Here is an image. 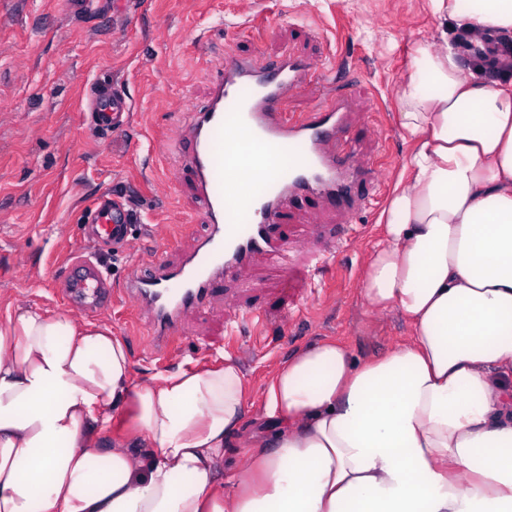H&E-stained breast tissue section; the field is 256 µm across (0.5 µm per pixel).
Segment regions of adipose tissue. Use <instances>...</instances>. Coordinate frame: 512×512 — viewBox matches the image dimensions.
I'll use <instances>...</instances> for the list:
<instances>
[{
    "label": "adipose tissue",
    "instance_id": "ef3b65f1",
    "mask_svg": "<svg viewBox=\"0 0 512 512\" xmlns=\"http://www.w3.org/2000/svg\"><path fill=\"white\" fill-rule=\"evenodd\" d=\"M448 22L398 90L414 143L361 276L411 335L355 361L333 340L279 363L245 435L231 358L135 380L105 325L0 317V512H512V78L460 36L512 39V0H430ZM247 459L232 486L228 449Z\"/></svg>",
    "mask_w": 512,
    "mask_h": 512
}]
</instances>
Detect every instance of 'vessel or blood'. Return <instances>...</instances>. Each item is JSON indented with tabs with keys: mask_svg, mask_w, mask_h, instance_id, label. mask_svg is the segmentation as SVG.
Masks as SVG:
<instances>
[{
	"mask_svg": "<svg viewBox=\"0 0 512 512\" xmlns=\"http://www.w3.org/2000/svg\"><path fill=\"white\" fill-rule=\"evenodd\" d=\"M315 70L312 62L291 52L282 53L272 69L227 54L211 78L205 103L188 112L178 127L181 157L174 177L188 182L201 201L208 232L177 260L155 256L129 273L122 296L140 310L154 352L180 337L186 317L210 305L224 279L235 277L255 258L286 257L284 218L296 201L348 214L360 208L356 189L373 173L361 165L359 148L349 135V99L333 90L308 112L284 110L288 97ZM127 109L125 99L92 88L88 110L98 129L111 130ZM241 134L282 161L260 186L247 179L262 156L224 153L225 140ZM234 174L244 186L238 204L230 205L225 197ZM132 220L123 202L108 198L97 203L91 232L94 238L119 243ZM65 293L70 304L89 313L112 300L106 272L88 260L73 266Z\"/></svg>",
	"mask_w": 512,
	"mask_h": 512,
	"instance_id": "1",
	"label": "vessel or blood"
}]
</instances>
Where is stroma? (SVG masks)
Instances as JSON below:
<instances>
[{
  "mask_svg": "<svg viewBox=\"0 0 512 512\" xmlns=\"http://www.w3.org/2000/svg\"><path fill=\"white\" fill-rule=\"evenodd\" d=\"M442 27L428 0H0V315L18 306L68 310L60 288L73 257L97 262L117 292L136 261L177 258L204 234L200 200L171 179L174 132L206 100L229 51L271 67L290 49L344 70L351 135L390 197L413 147L398 124L397 91L416 43L442 49ZM94 82L132 104L127 123L108 135L85 113ZM103 195L138 215L127 247L86 241ZM381 212L314 219L294 210L288 264L260 258L225 280L223 299L191 316L165 356L149 346L133 307L104 310L97 321L125 341L142 381L233 357L251 389L245 432L266 433L263 390L277 363L325 338L364 361L407 335L398 313L368 312L360 296Z\"/></svg>",
  "mask_w": 512,
  "mask_h": 512,
  "instance_id": "obj_1",
  "label": "stroma"
}]
</instances>
